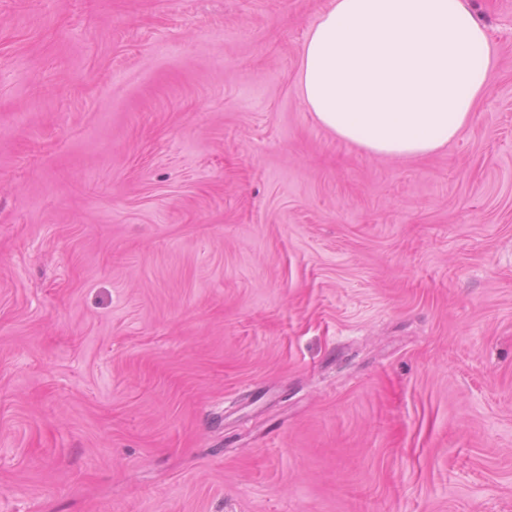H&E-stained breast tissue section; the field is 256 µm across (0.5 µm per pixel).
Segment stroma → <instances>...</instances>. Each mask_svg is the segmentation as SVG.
Wrapping results in <instances>:
<instances>
[{
  "label": "stroma",
  "instance_id": "obj_1",
  "mask_svg": "<svg viewBox=\"0 0 512 512\" xmlns=\"http://www.w3.org/2000/svg\"><path fill=\"white\" fill-rule=\"evenodd\" d=\"M330 0H0V512H512V0L425 157L300 103Z\"/></svg>",
  "mask_w": 512,
  "mask_h": 512
}]
</instances>
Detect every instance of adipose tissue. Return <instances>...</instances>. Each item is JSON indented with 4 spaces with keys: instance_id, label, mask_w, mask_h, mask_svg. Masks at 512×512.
Listing matches in <instances>:
<instances>
[{
    "instance_id": "1",
    "label": "adipose tissue",
    "mask_w": 512,
    "mask_h": 512,
    "mask_svg": "<svg viewBox=\"0 0 512 512\" xmlns=\"http://www.w3.org/2000/svg\"><path fill=\"white\" fill-rule=\"evenodd\" d=\"M493 67L467 0H331L307 35L299 85L307 110L341 139L419 157L468 126Z\"/></svg>"
}]
</instances>
